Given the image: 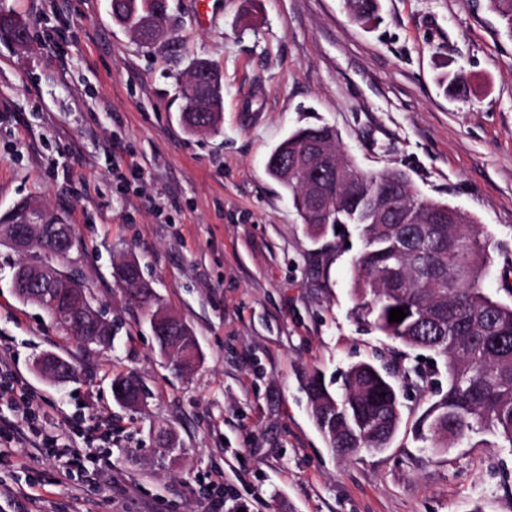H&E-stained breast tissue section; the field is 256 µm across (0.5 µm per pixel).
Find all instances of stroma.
Here are the masks:
<instances>
[{"instance_id": "obj_1", "label": "stroma", "mask_w": 512, "mask_h": 512, "mask_svg": "<svg viewBox=\"0 0 512 512\" xmlns=\"http://www.w3.org/2000/svg\"><path fill=\"white\" fill-rule=\"evenodd\" d=\"M382 22H352L343 0H169V34L146 47L110 0H0L33 44L0 42V215L35 200L71 224L57 258L117 329L112 346L70 340L10 288L26 255L0 243V512H512V448L480 437L433 447L417 431L432 396L403 378L416 353L360 315L354 225L310 237L265 172L295 129L329 123L368 171L396 167L418 193L471 215L488 236L486 288L512 303V34L489 0H381ZM222 72L218 132L181 122L192 61ZM454 76L459 97L439 81ZM136 260L162 308L194 331L202 358L175 374L143 311L114 282ZM52 352L72 382L45 380ZM396 371L401 421L382 451L332 452L302 379L338 388L358 362ZM149 392L117 404L113 375ZM78 450L83 465L36 448ZM174 431L161 460L153 431ZM221 475L214 489L211 476ZM111 486L100 483L102 477Z\"/></svg>"}]
</instances>
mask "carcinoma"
Wrapping results in <instances>:
<instances>
[{
	"label": "carcinoma",
	"instance_id": "1",
	"mask_svg": "<svg viewBox=\"0 0 512 512\" xmlns=\"http://www.w3.org/2000/svg\"><path fill=\"white\" fill-rule=\"evenodd\" d=\"M505 28L512 33V0H490ZM112 16L118 24L135 29L143 44L154 43L163 28L139 26L148 15L149 0H111ZM351 19L361 24L380 20V0H344ZM183 122L194 130L216 131L219 119L210 112L184 108ZM329 125H309L293 131L270 154L267 174L288 196L293 209L313 235L329 226L354 224L363 248L353 261V288L358 309L373 316V324L384 336L413 350L434 354L448 377L446 390L422 417L419 430L438 445L448 439L464 440L489 435L498 447H512V305L491 296L484 280L492 257L489 243L469 215L447 203L411 190L409 178L396 170L365 171L340 154L337 142L326 143L336 162L324 168L325 206L312 208L304 193L301 172L283 175L286 159L306 148L328 131ZM426 217L446 210L445 224H410L409 209ZM44 253L29 262L53 264L58 254L35 230ZM113 278L125 301L148 310L153 295L140 265L134 260L113 266ZM402 308L406 317L389 322L390 310ZM159 351L166 353L174 369L181 370V356L198 349L190 327L177 323L155 337ZM132 396L145 392L133 375H116ZM311 416L329 447L344 456L361 448H384L395 436L400 422L398 394L389 373L360 362L344 374L340 393L329 391L321 375L304 382Z\"/></svg>",
	"mask_w": 512,
	"mask_h": 512
}]
</instances>
